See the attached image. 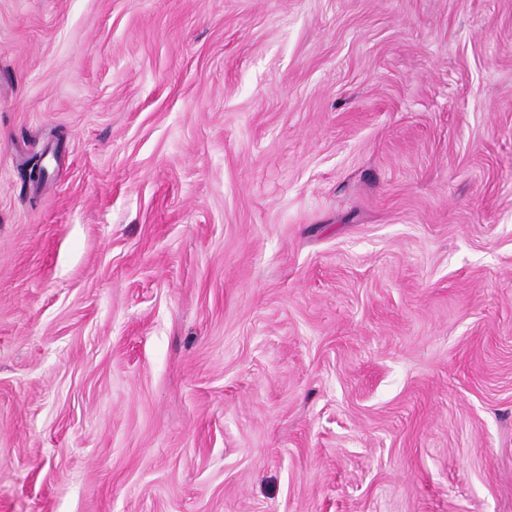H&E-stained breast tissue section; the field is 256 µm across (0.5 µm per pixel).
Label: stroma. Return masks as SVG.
<instances>
[{
	"label": "stroma",
	"mask_w": 512,
	"mask_h": 512,
	"mask_svg": "<svg viewBox=\"0 0 512 512\" xmlns=\"http://www.w3.org/2000/svg\"><path fill=\"white\" fill-rule=\"evenodd\" d=\"M0 512H512V0H0Z\"/></svg>",
	"instance_id": "1"
}]
</instances>
